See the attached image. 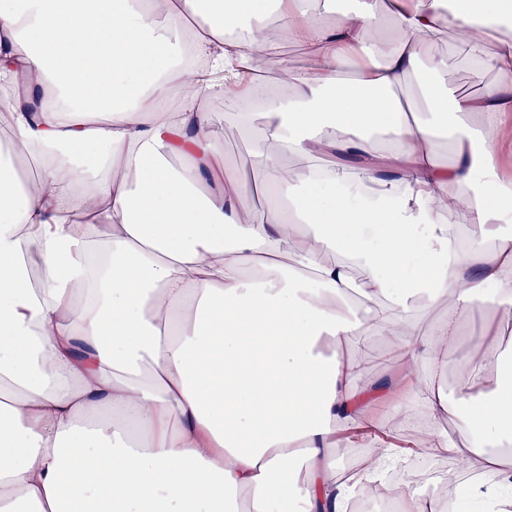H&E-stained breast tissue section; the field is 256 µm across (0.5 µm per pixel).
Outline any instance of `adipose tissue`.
I'll return each mask as SVG.
<instances>
[{
    "label": "adipose tissue",
    "mask_w": 512,
    "mask_h": 512,
    "mask_svg": "<svg viewBox=\"0 0 512 512\" xmlns=\"http://www.w3.org/2000/svg\"><path fill=\"white\" fill-rule=\"evenodd\" d=\"M330 2L0 0V512H347L336 435L362 431L382 470L383 397L403 400L385 430L425 420L421 450L512 481V349L485 334L447 375L474 302L512 322V35L487 48L512 0H454L475 96L438 79L443 0L344 21ZM217 91L263 124L262 208L204 110ZM502 136L499 137V151L502 155V171L512 178V116L502 125ZM359 350L365 354L367 370L371 374L386 373L400 376L401 364L392 358L389 347L384 339L379 337H362L358 344Z\"/></svg>",
    "instance_id": "ef3b65f1"
}]
</instances>
